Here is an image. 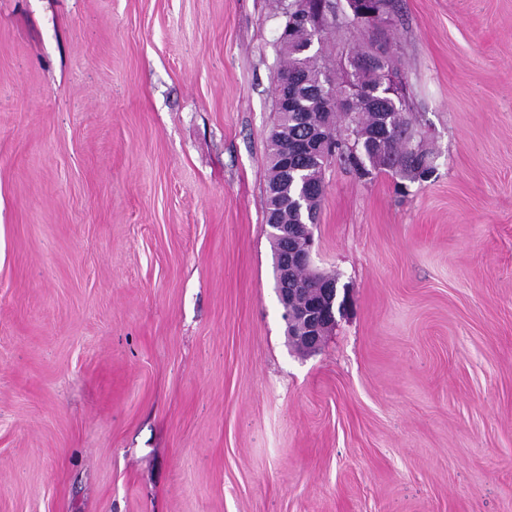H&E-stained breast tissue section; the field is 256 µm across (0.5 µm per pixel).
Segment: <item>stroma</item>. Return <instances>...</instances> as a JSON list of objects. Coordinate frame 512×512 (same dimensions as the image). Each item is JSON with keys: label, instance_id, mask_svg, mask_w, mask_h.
<instances>
[{"label": "stroma", "instance_id": "35a3bbf8", "mask_svg": "<svg viewBox=\"0 0 512 512\" xmlns=\"http://www.w3.org/2000/svg\"><path fill=\"white\" fill-rule=\"evenodd\" d=\"M394 3L434 172L330 160L310 355L265 222L281 0H0V512H512V0Z\"/></svg>", "mask_w": 512, "mask_h": 512}]
</instances>
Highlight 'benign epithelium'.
Returning <instances> with one entry per match:
<instances>
[{
	"label": "benign epithelium",
	"instance_id": "obj_1",
	"mask_svg": "<svg viewBox=\"0 0 512 512\" xmlns=\"http://www.w3.org/2000/svg\"><path fill=\"white\" fill-rule=\"evenodd\" d=\"M327 15L316 0H297L295 10L289 15L288 34L304 28L319 36L325 30ZM383 57L365 52L349 58V73L352 78L337 86L323 73L311 74L302 69L279 70L275 80V100L278 110L291 112L296 107L299 94L306 93L317 101L326 100L336 112H351L359 104L382 102V99L364 89L355 78L358 70L365 66L378 67ZM331 128L318 125L305 131L302 138L288 142L280 141L278 160L284 176L292 178L288 159L297 156L328 157L327 147L331 142ZM304 198H276V205L267 212L266 224L273 240L286 247L276 263V292L285 309L288 340L296 347L315 352L322 344L326 333L336 324V313L344 312L346 302L337 301L336 279L311 271L314 236L312 224H284L278 219V210L287 206L300 210ZM310 272L312 287L302 288L298 280L299 270Z\"/></svg>",
	"mask_w": 512,
	"mask_h": 512
}]
</instances>
